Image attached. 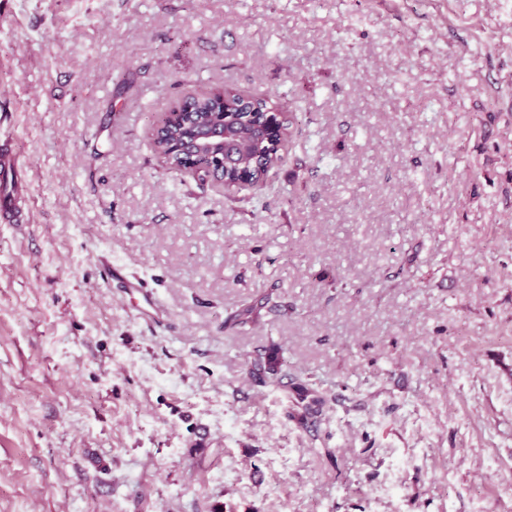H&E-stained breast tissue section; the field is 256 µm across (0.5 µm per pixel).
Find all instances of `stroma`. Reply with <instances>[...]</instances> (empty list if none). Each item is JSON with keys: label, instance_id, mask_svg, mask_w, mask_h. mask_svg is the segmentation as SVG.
<instances>
[{"label": "stroma", "instance_id": "obj_1", "mask_svg": "<svg viewBox=\"0 0 512 512\" xmlns=\"http://www.w3.org/2000/svg\"><path fill=\"white\" fill-rule=\"evenodd\" d=\"M221 83L237 201L150 148ZM2 148L0 512H512V0H0ZM224 98L225 102L232 108H237L240 104L244 107H256L261 109H274L256 111L255 109H244L243 112H229L224 103L222 118H214L211 122L201 125L194 121L193 112H199L202 118H207L208 112H211V104L214 99ZM190 105H186L185 110H170L172 122L175 126H180L183 132L175 144L176 151L188 163L194 160L199 154L209 152L211 158L215 159L214 165L210 166V158L204 154L196 159L195 164L198 170L203 174L207 172V182L223 183L224 190H232L227 182L235 183L240 180L236 173H228L224 180L225 171L242 170L246 162L252 158L254 165L261 159L262 151L265 147L271 145L279 133L280 115L282 112V135L281 139L265 149L264 161L251 167L248 172L247 185L239 186L234 190H245L263 186L270 172L282 161L284 153L295 145L296 125L295 111L296 107L284 105L273 95H255L247 92L235 85L220 84L211 87L206 92L188 95ZM235 113L244 114L238 118ZM246 124L250 127L247 135H241L237 132L236 125ZM216 148L221 151L214 153ZM214 153V154H213ZM159 123L152 126L150 137L152 150L161 160L166 170L174 173H180L183 167V162L169 149V135L173 131L174 127L173 125L159 126ZM325 402V397L316 389L306 385L296 387V404L302 409L301 421H308L309 418L321 415Z\"/></svg>", "mask_w": 512, "mask_h": 512}]
</instances>
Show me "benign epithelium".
Masks as SVG:
<instances>
[{
    "label": "benign epithelium",
    "mask_w": 512,
    "mask_h": 512,
    "mask_svg": "<svg viewBox=\"0 0 512 512\" xmlns=\"http://www.w3.org/2000/svg\"><path fill=\"white\" fill-rule=\"evenodd\" d=\"M171 117L182 131L175 144L176 151L190 161L205 152L211 153L215 162L207 170V176L208 181L214 183L224 182L225 172L240 171L249 160L258 163L264 148L271 145L279 133L280 115L271 110L245 109L239 118L225 109L221 118L205 125L194 121L189 106L172 113Z\"/></svg>",
    "instance_id": "obj_1"
}]
</instances>
